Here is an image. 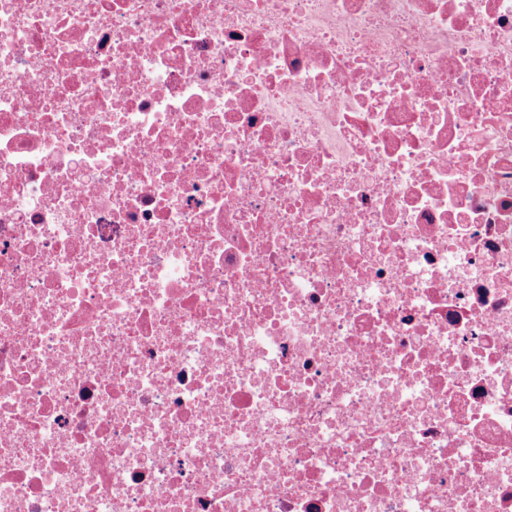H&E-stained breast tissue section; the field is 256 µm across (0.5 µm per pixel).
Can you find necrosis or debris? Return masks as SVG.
Returning a JSON list of instances; mask_svg holds the SVG:
<instances>
[{"label": "necrosis or debris", "mask_w": 512, "mask_h": 512, "mask_svg": "<svg viewBox=\"0 0 512 512\" xmlns=\"http://www.w3.org/2000/svg\"><path fill=\"white\" fill-rule=\"evenodd\" d=\"M0 512H512V0H0Z\"/></svg>", "instance_id": "1"}]
</instances>
